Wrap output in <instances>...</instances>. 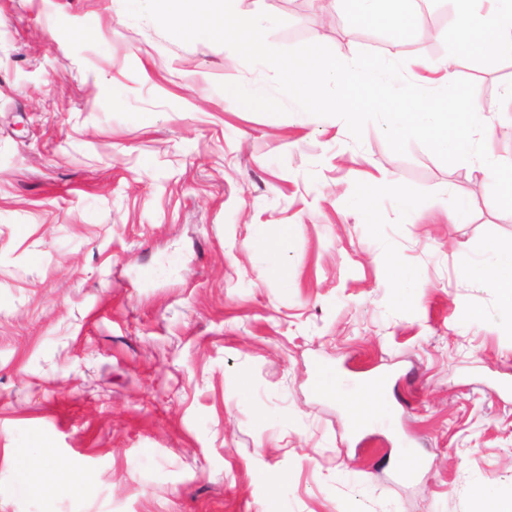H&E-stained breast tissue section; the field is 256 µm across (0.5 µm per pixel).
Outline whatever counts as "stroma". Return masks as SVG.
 I'll list each match as a JSON object with an SVG mask.
<instances>
[{
    "label": "stroma",
    "instance_id": "obj_1",
    "mask_svg": "<svg viewBox=\"0 0 512 512\" xmlns=\"http://www.w3.org/2000/svg\"><path fill=\"white\" fill-rule=\"evenodd\" d=\"M292 2L233 0L282 19L278 48L396 53L410 77L446 54ZM461 69L479 99L512 84V61ZM233 82L275 91L268 66L124 0H0V512H475L482 483L512 494V326L461 270L512 240L492 179L416 142L395 154L374 123L357 141L336 117L249 110ZM457 196L468 223L448 221ZM283 229V251L255 247ZM328 366L389 372L393 427L355 433L314 388ZM22 451L58 479L22 491Z\"/></svg>",
    "mask_w": 512,
    "mask_h": 512
}]
</instances>
